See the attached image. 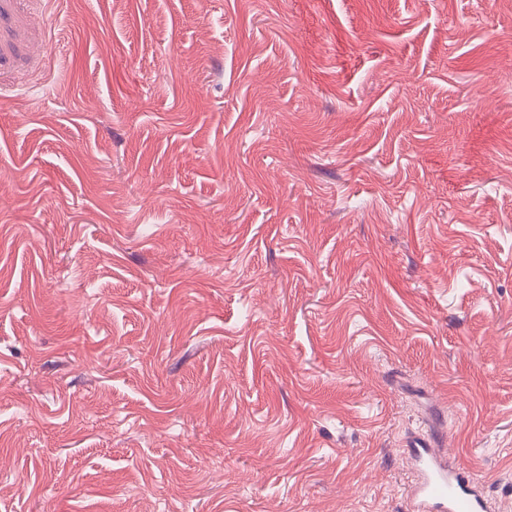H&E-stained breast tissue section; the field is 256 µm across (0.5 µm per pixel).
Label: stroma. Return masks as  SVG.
Listing matches in <instances>:
<instances>
[{"mask_svg":"<svg viewBox=\"0 0 512 512\" xmlns=\"http://www.w3.org/2000/svg\"><path fill=\"white\" fill-rule=\"evenodd\" d=\"M0 57V512H401L437 407L512 508V0H0Z\"/></svg>","mask_w":512,"mask_h":512,"instance_id":"stroma-1","label":"stroma"}]
</instances>
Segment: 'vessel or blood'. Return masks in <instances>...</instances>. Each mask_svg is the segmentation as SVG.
<instances>
[{
  "mask_svg": "<svg viewBox=\"0 0 512 512\" xmlns=\"http://www.w3.org/2000/svg\"><path fill=\"white\" fill-rule=\"evenodd\" d=\"M415 477L405 499L406 512H488L489 503L466 467L430 435L416 434L408 445Z\"/></svg>",
  "mask_w": 512,
  "mask_h": 512,
  "instance_id": "obj_1",
  "label": "vessel or blood"
}]
</instances>
